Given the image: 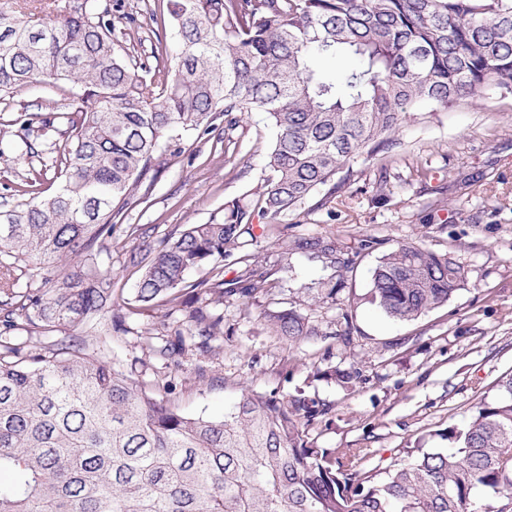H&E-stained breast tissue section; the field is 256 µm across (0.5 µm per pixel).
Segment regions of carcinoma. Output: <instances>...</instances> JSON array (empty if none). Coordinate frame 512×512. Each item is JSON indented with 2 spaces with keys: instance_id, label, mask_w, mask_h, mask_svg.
<instances>
[{
  "instance_id": "1",
  "label": "carcinoma",
  "mask_w": 512,
  "mask_h": 512,
  "mask_svg": "<svg viewBox=\"0 0 512 512\" xmlns=\"http://www.w3.org/2000/svg\"><path fill=\"white\" fill-rule=\"evenodd\" d=\"M177 45L171 70L126 60L112 8L79 0L64 12L0 8V101L35 83L80 88L72 112L42 118L66 126L61 139L21 155H44L0 210V512H469L474 491L512 489V372L454 448L418 449L373 481L347 448L328 453L304 425L325 413L302 397L245 392L217 419L189 414L115 370L99 336L122 322L112 278L95 254L137 187L158 173L157 152L174 132L221 138L248 112L267 114L276 138L258 203L271 220L322 188L341 184L350 162L388 151L414 103L451 108L483 90L512 93V0H159ZM346 53L327 75L315 62ZM252 202L176 239L142 245L131 302L185 308L191 301L256 299L269 273L247 251L256 239ZM331 271L318 282L336 299V241H282ZM246 265L226 278L224 261ZM208 268L189 284L187 274ZM20 275H15V272ZM28 280L17 287L19 276ZM466 282L454 258L406 243L384 255L371 299L387 316L412 321L448 302ZM201 347L224 334V318L198 308ZM23 321L57 338L24 350L10 333ZM276 332L311 334L290 310L269 317ZM88 327L92 332L73 336Z\"/></svg>"
}]
</instances>
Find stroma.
Segmentation results:
<instances>
[{
	"label": "stroma",
	"mask_w": 512,
	"mask_h": 512,
	"mask_svg": "<svg viewBox=\"0 0 512 512\" xmlns=\"http://www.w3.org/2000/svg\"><path fill=\"white\" fill-rule=\"evenodd\" d=\"M117 2L116 30L128 55L147 60L158 44L173 43L172 28L156 23L146 0ZM76 100L75 90L49 84L11 98L0 114V209L16 204L12 188L28 170L10 116L32 114L29 139L37 144L45 138L41 115L74 109ZM274 137L266 114L249 112L227 130L223 146L206 136L162 143L160 173L137 188L140 205L113 227L111 251L97 257L114 302L134 293L133 258L143 241L179 236L263 185ZM394 137L392 152L352 162L334 198L310 200L280 219L288 238H332L353 253V269L336 277L335 301L313 287L324 276L319 261L296 253L291 271H277L279 234L257 212L250 251L274 271L268 292L255 301H210L205 311L223 316L224 333L205 353L186 312L124 307L121 327L104 343L112 364L143 389L171 385L183 411L214 418L246 390L303 395L323 411L307 428L313 446L354 449L362 471L373 474L405 459L408 449L451 447L449 429L463 428L512 371V94L483 92L434 112L413 105ZM139 225L148 237L135 234ZM364 239L370 248H360ZM401 243L450 255L467 271L466 285L447 304L409 322L387 317L369 297L373 269ZM288 309L306 318L313 335L293 341L267 325V316ZM178 337L183 349L173 360L163 350ZM331 367L358 378L342 387L325 377Z\"/></svg>",
	"instance_id": "stroma-1"
}]
</instances>
